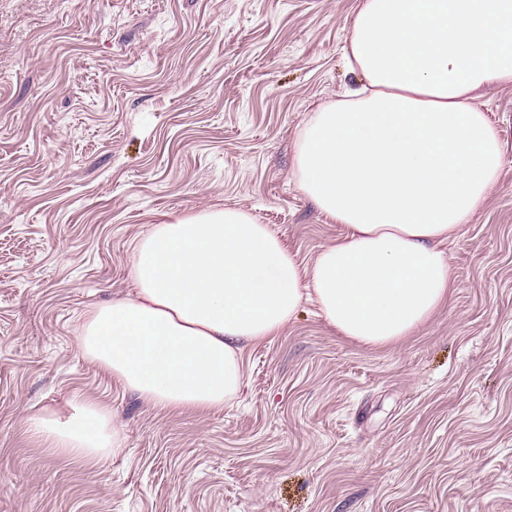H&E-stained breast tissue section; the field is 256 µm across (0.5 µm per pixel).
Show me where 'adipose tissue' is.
Wrapping results in <instances>:
<instances>
[{
    "mask_svg": "<svg viewBox=\"0 0 512 512\" xmlns=\"http://www.w3.org/2000/svg\"><path fill=\"white\" fill-rule=\"evenodd\" d=\"M354 74L295 144L294 176L344 234L310 268L237 208L156 225L132 255L134 290L95 309L80 352L145 404L213 412L236 399L243 353L279 336L302 302L359 344L413 334L455 286L443 243L485 203L503 166L481 90L512 86V0H357L343 50ZM28 417L56 454L120 446L111 409L74 395Z\"/></svg>",
    "mask_w": 512,
    "mask_h": 512,
    "instance_id": "obj_1",
    "label": "adipose tissue"
}]
</instances>
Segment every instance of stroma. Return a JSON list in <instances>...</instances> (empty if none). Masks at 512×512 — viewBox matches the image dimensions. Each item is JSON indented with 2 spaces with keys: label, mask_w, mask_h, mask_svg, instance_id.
Wrapping results in <instances>:
<instances>
[{
  "label": "stroma",
  "mask_w": 512,
  "mask_h": 512,
  "mask_svg": "<svg viewBox=\"0 0 512 512\" xmlns=\"http://www.w3.org/2000/svg\"><path fill=\"white\" fill-rule=\"evenodd\" d=\"M356 0H0V512H512V88L504 164L444 249L456 287L384 348L303 303L224 410L146 405L74 341L169 215L247 211L309 266L345 232L299 190L303 119L351 77ZM112 408L94 465L26 429Z\"/></svg>",
  "instance_id": "1"
}]
</instances>
